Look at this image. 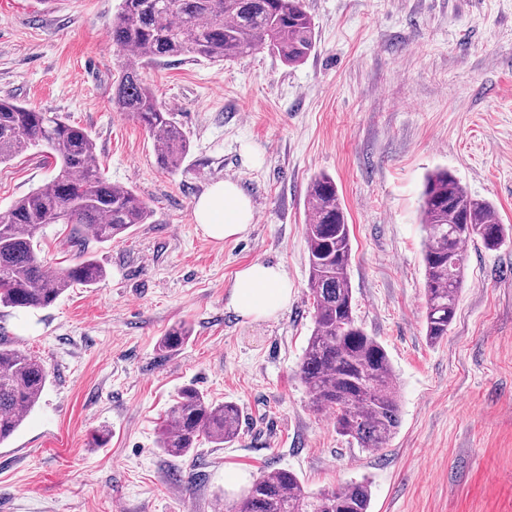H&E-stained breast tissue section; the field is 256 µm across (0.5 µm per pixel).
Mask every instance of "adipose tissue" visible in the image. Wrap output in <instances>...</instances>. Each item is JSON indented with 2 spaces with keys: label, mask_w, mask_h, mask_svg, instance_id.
I'll return each mask as SVG.
<instances>
[{
  "label": "adipose tissue",
  "mask_w": 512,
  "mask_h": 512,
  "mask_svg": "<svg viewBox=\"0 0 512 512\" xmlns=\"http://www.w3.org/2000/svg\"><path fill=\"white\" fill-rule=\"evenodd\" d=\"M193 217L213 240L225 241L246 236L254 220L248 196L230 180L211 184L196 200ZM293 285L281 265L254 261L240 268L232 284L229 305L239 318L267 321L287 308Z\"/></svg>",
  "instance_id": "1"
}]
</instances>
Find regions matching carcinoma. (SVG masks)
Listing matches in <instances>:
<instances>
[{
	"label": "carcinoma",
	"instance_id": "obj_1",
	"mask_svg": "<svg viewBox=\"0 0 512 512\" xmlns=\"http://www.w3.org/2000/svg\"><path fill=\"white\" fill-rule=\"evenodd\" d=\"M111 37L118 51L147 63L179 56L222 62L266 49L294 65L316 47L304 0H122ZM112 107L149 131L161 167L179 165L189 143L174 113L157 101L135 67L116 85ZM38 145L47 149L59 171L0 216V307L47 308L73 285L92 288L104 279L102 265L83 250L66 268H46L37 246L47 225L70 224L72 233L82 231L102 244L151 217L132 189L101 176L96 145L84 128L37 107L0 100V163ZM306 207L314 327L298 376L315 409L336 413L338 434L380 451L400 425L399 390L386 350L353 315L351 233L331 176L314 177ZM419 212L427 233L426 337L436 344L448 336L456 316L465 247L476 241L497 251L512 241V227L500 223L493 204L472 196L445 168L425 176ZM189 336L190 328L179 324L163 336L161 347L176 351ZM47 381L39 358L0 338V445L38 403ZM240 419L235 403H215L195 386H185L168 411L159 448L184 457L202 438L221 446L236 438ZM370 503L365 480L311 492L294 473L278 469L255 480L233 512H369Z\"/></svg>",
	"mask_w": 512,
	"mask_h": 512
}]
</instances>
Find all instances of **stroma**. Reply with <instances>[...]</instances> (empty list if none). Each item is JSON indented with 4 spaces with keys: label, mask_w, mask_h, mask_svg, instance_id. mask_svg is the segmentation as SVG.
<instances>
[{
    "label": "stroma",
    "mask_w": 512,
    "mask_h": 512,
    "mask_svg": "<svg viewBox=\"0 0 512 512\" xmlns=\"http://www.w3.org/2000/svg\"><path fill=\"white\" fill-rule=\"evenodd\" d=\"M120 3L0 0V99L85 128L103 176L151 211L112 242H87L106 270L95 287L0 308V336L49 372L0 445V512H225L239 499L228 469H287L313 492L366 480L370 512H512V243L467 246L455 320L429 343L418 211L426 174L444 167L512 225V0H305L316 48L304 63L260 50L141 66L189 142L173 170L112 109L129 64L110 39ZM56 173L41 146L0 163V214ZM321 173L349 218L355 317L400 391V426L377 452L337 435L298 376L314 326L305 197ZM224 179L255 216L247 236L217 242L193 206ZM70 232L40 234L49 268L72 263ZM256 260L282 264L293 284L274 320L228 305L236 272ZM181 322L189 340L162 351ZM187 385L236 402L240 430L172 458L157 440ZM99 429L107 447L91 444Z\"/></svg>",
    "instance_id": "1"
}]
</instances>
